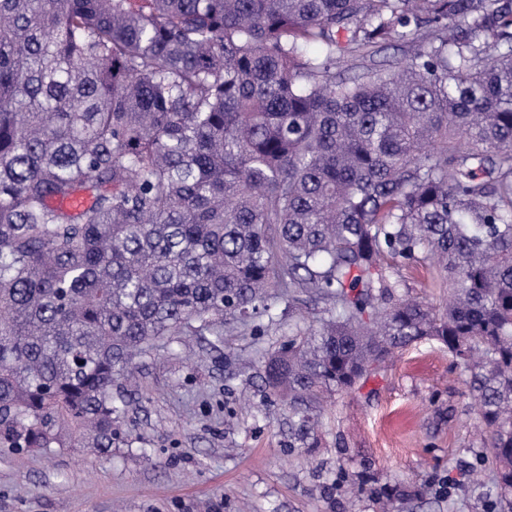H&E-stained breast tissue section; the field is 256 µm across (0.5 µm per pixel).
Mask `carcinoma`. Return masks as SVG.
<instances>
[{"mask_svg":"<svg viewBox=\"0 0 512 512\" xmlns=\"http://www.w3.org/2000/svg\"><path fill=\"white\" fill-rule=\"evenodd\" d=\"M300 294L266 382L301 427L435 339L512 506V0H0L1 448L112 451L135 356ZM401 275L402 281L400 287L397 288L398 297L417 298L443 308L448 295L446 288H439L424 271H421V274H412L407 270H402Z\"/></svg>","mask_w":512,"mask_h":512,"instance_id":"1","label":"carcinoma"}]
</instances>
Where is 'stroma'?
<instances>
[{"label":"stroma","mask_w":512,"mask_h":512,"mask_svg":"<svg viewBox=\"0 0 512 512\" xmlns=\"http://www.w3.org/2000/svg\"><path fill=\"white\" fill-rule=\"evenodd\" d=\"M319 304L279 305L263 332L163 340L134 358L136 386L117 426L133 434L110 453L0 448V512H379L359 491L416 484L407 512H512L492 463L480 462L477 409L466 376L439 342L398 352L346 392L317 403L302 437L288 404L265 386L268 356Z\"/></svg>","instance_id":"35a3bbf8"}]
</instances>
